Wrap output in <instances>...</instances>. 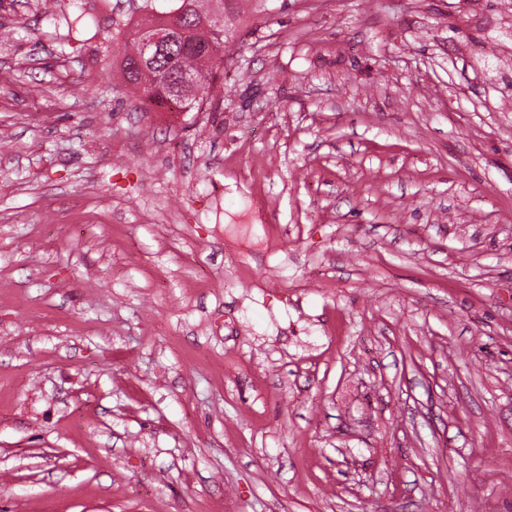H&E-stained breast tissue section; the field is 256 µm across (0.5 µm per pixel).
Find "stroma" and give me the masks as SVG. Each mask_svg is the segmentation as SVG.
Returning a JSON list of instances; mask_svg holds the SVG:
<instances>
[{"label": "stroma", "mask_w": 512, "mask_h": 512, "mask_svg": "<svg viewBox=\"0 0 512 512\" xmlns=\"http://www.w3.org/2000/svg\"><path fill=\"white\" fill-rule=\"evenodd\" d=\"M178 5L0 0V512H512V0ZM180 5L176 10H183L181 14V22L184 27L174 22L173 17L169 18L168 21L160 27H154L150 30L141 32V55L139 53V43L135 37V32L142 28H149L157 26L163 23V18H149L143 19L137 22L131 29L127 36L125 54L121 63V72L123 79L126 84L137 93L138 96L144 100H150L156 102L158 100H166V97H170L169 86L160 83L157 80L156 68L147 66L145 69H132L131 64L136 61V65L140 66L141 63L153 58L155 56L157 48H161L162 44L169 40L174 35L186 39L189 33V29L185 27H194L196 32L194 39L199 43H205L209 40V32L216 38L217 41H221L223 38L224 29V17H208L202 19V25L206 28H201L198 22L199 12L210 13L216 11L224 12V1L219 0L217 7L213 10H205L198 0H179ZM226 47V41L219 44L213 51L211 56L198 57L196 52H182L178 46H173L169 49L168 53L164 55L161 61L156 63V67L164 70L172 79L171 82L175 83L177 78L182 73H195L199 71H207L210 77L208 84H205L198 88L188 87L183 91L182 97L176 100L183 111L189 112L195 108L203 98L210 95L211 90L216 81V71L220 68L221 64L218 65L219 54L223 53ZM214 70V74H213Z\"/></svg>", "instance_id": "1"}]
</instances>
